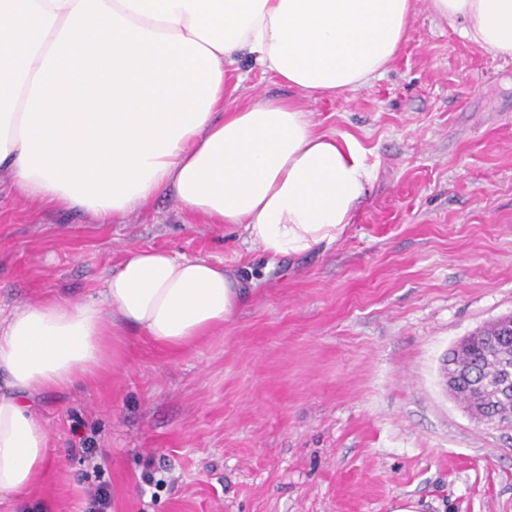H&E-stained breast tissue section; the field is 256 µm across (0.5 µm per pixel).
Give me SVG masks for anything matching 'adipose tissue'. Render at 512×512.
<instances>
[{
    "label": "adipose tissue",
    "instance_id": "ef3b65f1",
    "mask_svg": "<svg viewBox=\"0 0 512 512\" xmlns=\"http://www.w3.org/2000/svg\"><path fill=\"white\" fill-rule=\"evenodd\" d=\"M133 25L190 38L215 55L221 80L205 122L186 133L164 169L116 207L78 203L48 178L23 177L24 81L0 171L33 203L58 201L112 224L173 195L179 209L212 224L242 227L271 259L331 244L352 223L371 173L350 139L317 132L297 101L239 104L235 65L247 60L307 95L340 96L366 86L398 56L417 0H104ZM460 34L512 59V0H429ZM245 299L236 273L197 257L129 251L96 296L53 295L0 317V499H23L54 459L35 409L45 392L85 383L112 363V334L134 327L184 349L223 327Z\"/></svg>",
    "mask_w": 512,
    "mask_h": 512
}]
</instances>
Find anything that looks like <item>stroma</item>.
I'll list each match as a JSON object with an SVG mask.
<instances>
[{
  "instance_id": "stroma-1",
  "label": "stroma",
  "mask_w": 512,
  "mask_h": 512,
  "mask_svg": "<svg viewBox=\"0 0 512 512\" xmlns=\"http://www.w3.org/2000/svg\"><path fill=\"white\" fill-rule=\"evenodd\" d=\"M237 96L301 98L320 132L355 139L372 181L335 243L271 262L168 196L97 224L0 175L1 309L85 299L145 248L224 265L246 291L193 347L126 328L121 362L42 395L55 464L0 512H90L103 481L109 512H512V430L472 422L443 380L460 339L512 313V61L421 0L369 86L303 98L254 70Z\"/></svg>"
}]
</instances>
